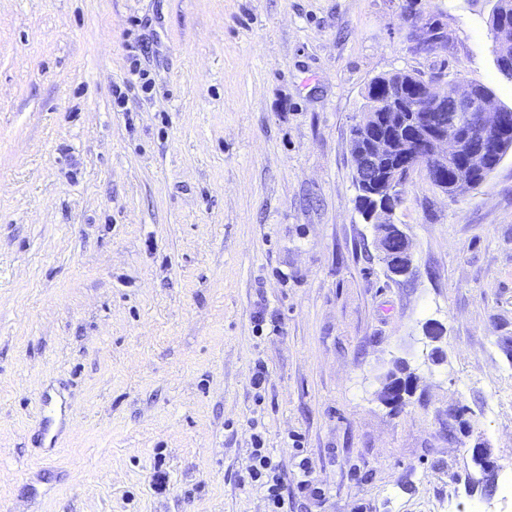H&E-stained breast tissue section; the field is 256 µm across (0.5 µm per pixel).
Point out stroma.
I'll return each mask as SVG.
<instances>
[{
    "mask_svg": "<svg viewBox=\"0 0 512 512\" xmlns=\"http://www.w3.org/2000/svg\"><path fill=\"white\" fill-rule=\"evenodd\" d=\"M406 2L0 0V512H268L257 433L283 512H512L467 493L476 439L512 468V152L413 175L401 280L355 206L374 78L512 107L495 0ZM407 367V366H406ZM403 377L394 372H390L385 377L378 399L387 406H398L404 400V395L408 394L414 386L416 377L412 372H408V367L402 372ZM262 449L261 438H258L257 436L255 440V448L251 454L252 464L248 469L247 482L251 486L260 489L266 488V497L274 509L270 512H281L279 509L282 508L284 503L282 502L279 493L278 477L276 475H272L271 477L270 474L275 473L276 465L273 464L271 457L266 455ZM264 478H267V480ZM271 481L273 482L272 484Z\"/></svg>",
    "mask_w": 512,
    "mask_h": 512,
    "instance_id": "stroma-1",
    "label": "stroma"
}]
</instances>
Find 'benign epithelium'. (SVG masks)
Instances as JSON below:
<instances>
[{"label":"benign epithelium","instance_id":"obj_1","mask_svg":"<svg viewBox=\"0 0 512 512\" xmlns=\"http://www.w3.org/2000/svg\"><path fill=\"white\" fill-rule=\"evenodd\" d=\"M401 94L390 96L389 105L361 113L353 126L352 157L354 176L360 195L365 198V223L372 225L375 243L387 275L393 279L411 274L413 254L404 225L396 223V210L404 191L416 172L431 179L448 168V160L465 157L462 173L450 178L443 176L434 186L457 197L478 185L477 176L486 173L488 160L498 151V145L478 148L472 143L474 124L488 122L501 132L512 128V114L498 112L487 99H481L472 85L462 89L447 83L441 89L428 83L416 96L414 111L403 112L398 107ZM454 99L455 111L439 112L448 98ZM423 332L432 355L442 359L439 346L444 328L437 321H428ZM416 377L403 371V376L390 372L385 377L378 399L394 407L404 400L414 386ZM472 461L484 477L496 476L500 464L495 449L479 440L470 448Z\"/></svg>","mask_w":512,"mask_h":512}]
</instances>
